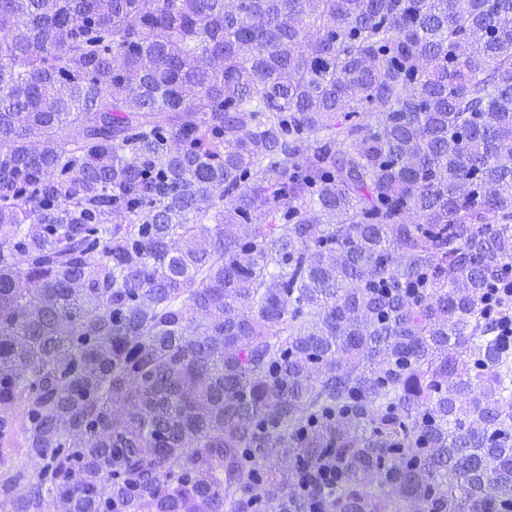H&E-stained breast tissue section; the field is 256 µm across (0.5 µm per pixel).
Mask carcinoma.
Wrapping results in <instances>:
<instances>
[{"instance_id": "carcinoma-1", "label": "carcinoma", "mask_w": 512, "mask_h": 512, "mask_svg": "<svg viewBox=\"0 0 512 512\" xmlns=\"http://www.w3.org/2000/svg\"><path fill=\"white\" fill-rule=\"evenodd\" d=\"M511 269L512 0H0L10 512H512Z\"/></svg>"}]
</instances>
